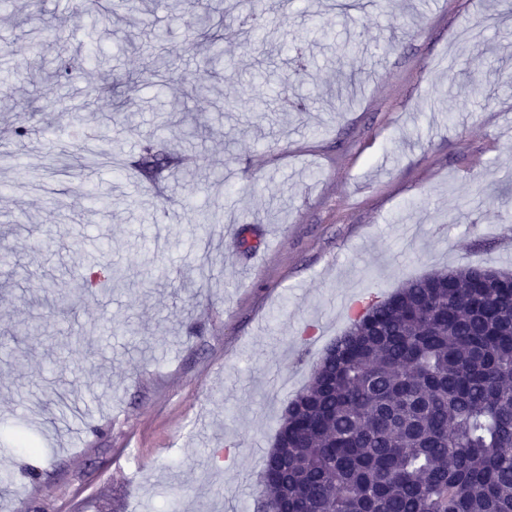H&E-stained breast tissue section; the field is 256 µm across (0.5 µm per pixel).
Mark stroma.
<instances>
[{
    "mask_svg": "<svg viewBox=\"0 0 512 512\" xmlns=\"http://www.w3.org/2000/svg\"><path fill=\"white\" fill-rule=\"evenodd\" d=\"M265 2L275 42L227 16L225 79L181 112L195 137L154 146L195 172L156 182L141 148L180 88L147 80L151 47L165 33L194 73L209 45L192 39L193 8L140 0L109 21L88 0L0 9V512H257L282 407L349 301L435 269L512 270V88L499 82L512 0H355L344 16L336 0ZM323 29L360 64L341 107ZM467 29L481 45L449 71ZM299 47L314 59L303 79ZM60 55L83 68L36 77ZM118 77L116 112L100 90ZM296 98L305 112L289 111ZM206 212L203 278L192 231ZM113 270L126 282L107 294Z\"/></svg>",
    "mask_w": 512,
    "mask_h": 512,
    "instance_id": "stroma-1",
    "label": "stroma"
}]
</instances>
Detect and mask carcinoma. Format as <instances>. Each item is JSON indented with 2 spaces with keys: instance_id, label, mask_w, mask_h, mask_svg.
<instances>
[{
  "instance_id": "obj_1",
  "label": "carcinoma",
  "mask_w": 512,
  "mask_h": 512,
  "mask_svg": "<svg viewBox=\"0 0 512 512\" xmlns=\"http://www.w3.org/2000/svg\"><path fill=\"white\" fill-rule=\"evenodd\" d=\"M212 51L192 100L224 69ZM243 23L267 26L260 0ZM158 50L151 79L174 80ZM265 512H512V271L468 265L405 280L325 348L261 463Z\"/></svg>"
}]
</instances>
